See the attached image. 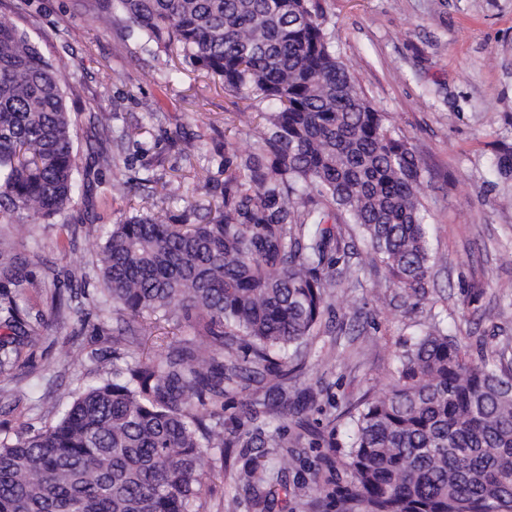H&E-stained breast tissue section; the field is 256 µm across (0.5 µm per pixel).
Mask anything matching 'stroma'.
<instances>
[{
    "label": "stroma",
    "mask_w": 512,
    "mask_h": 512,
    "mask_svg": "<svg viewBox=\"0 0 512 512\" xmlns=\"http://www.w3.org/2000/svg\"><path fill=\"white\" fill-rule=\"evenodd\" d=\"M320 20L334 34L337 57L358 77L371 104L389 113L396 133L415 148L423 168L422 202L437 262L423 288L386 285L362 239L341 257L360 269L362 287L332 294L300 375L282 385L277 414L249 419V399L270 393L274 378L251 383L224 400V435H260L284 424L294 462L278 448H217L192 512H336L331 497L350 474L337 452L351 425L350 404L377 393L395 352L421 335L430 313L450 335L492 362L512 359V174L496 166L512 150V0H320ZM0 18L27 30L65 77L76 126L80 182L61 214L24 225L0 222V262L18 258L29 280L11 295L43 325V339L24 349L20 366L0 375V436L52 425L69 392L97 384L99 358L113 342L151 352L150 336L117 335L101 310L102 280L94 246L111 224L148 208L173 218L205 216L224 197V142L250 146L245 125L230 124L245 100L179 60L143 53L121 21L103 23L96 0H0ZM170 80L158 82L159 69ZM112 87L100 99L101 85ZM112 115L105 135L90 113ZM201 150L185 158L183 138ZM167 181L171 192L149 196L141 178ZM321 392L317 404L303 396ZM269 480L249 493L254 466Z\"/></svg>",
    "instance_id": "obj_1"
}]
</instances>
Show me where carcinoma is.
<instances>
[{
	"instance_id": "1",
	"label": "carcinoma",
	"mask_w": 512,
	"mask_h": 512,
	"mask_svg": "<svg viewBox=\"0 0 512 512\" xmlns=\"http://www.w3.org/2000/svg\"><path fill=\"white\" fill-rule=\"evenodd\" d=\"M142 48L176 49L245 100L250 150L224 157V207L204 223L142 212L97 246L106 300L152 336L151 356L112 349V368L70 395L57 421L0 441V512H188L210 450L224 448V396L311 345L353 224L389 272L422 288L436 262L422 167L389 116L336 58L318 0H97ZM67 82L29 35L0 19V220L61 213L80 190ZM16 288L18 266L0 269ZM0 374L42 340L6 296ZM432 321L394 355L382 394L350 414L351 482L336 512H512V366L466 357ZM276 403L255 398L252 418Z\"/></svg>"
}]
</instances>
